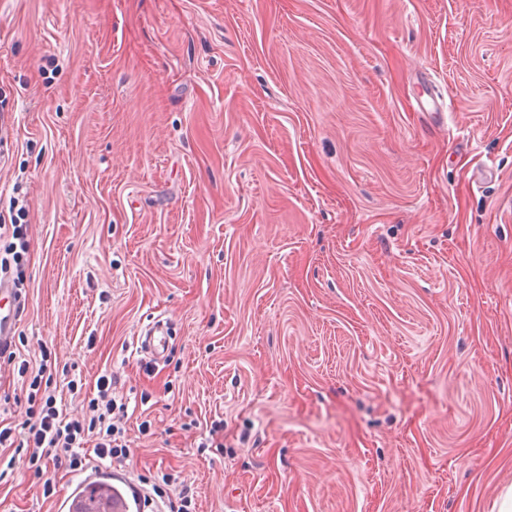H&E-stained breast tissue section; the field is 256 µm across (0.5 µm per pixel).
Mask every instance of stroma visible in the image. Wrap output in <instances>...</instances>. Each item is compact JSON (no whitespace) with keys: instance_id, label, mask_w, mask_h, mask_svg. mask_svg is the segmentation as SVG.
<instances>
[{"instance_id":"1","label":"stroma","mask_w":512,"mask_h":512,"mask_svg":"<svg viewBox=\"0 0 512 512\" xmlns=\"http://www.w3.org/2000/svg\"><path fill=\"white\" fill-rule=\"evenodd\" d=\"M0 99L19 356L115 376L131 477L178 472L195 512H497L512 0H0ZM26 398L0 356L1 425ZM44 477L0 512H53ZM26 216V208L25 206H21L19 209H16V206H13L9 210L8 219L6 216L0 212V230L5 229L9 230L11 233V237L14 240L18 241L17 243H10L11 250L17 249L19 246L21 252L14 251L11 254H13V259L16 262V277H14L15 284L19 283V280H22V271L19 269L20 265L18 263L21 253H24L27 250L28 245V228L25 221ZM10 226V227H9ZM11 229V231H10ZM168 320L161 315L152 317L150 323L138 334V350L150 355L152 360L161 361L170 344Z\"/></svg>"}]
</instances>
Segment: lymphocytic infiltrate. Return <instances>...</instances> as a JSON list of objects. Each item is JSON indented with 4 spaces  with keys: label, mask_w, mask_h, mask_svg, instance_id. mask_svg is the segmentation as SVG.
<instances>
[{
    "label": "lymphocytic infiltrate",
    "mask_w": 512,
    "mask_h": 512,
    "mask_svg": "<svg viewBox=\"0 0 512 512\" xmlns=\"http://www.w3.org/2000/svg\"><path fill=\"white\" fill-rule=\"evenodd\" d=\"M42 359L37 372H30L25 362L17 369L23 384L29 388L28 418L19 431L0 426V466L12 470L22 462L38 475L44 466L51 464L72 474L84 469L94 455L108 461L110 466L124 467L131 450L124 442L123 429L114 424L112 416L126 413L127 406L117 403L111 396L114 377L101 375L97 380L96 397L87 401L85 417L72 418L59 411L55 396L50 392L58 375L57 368L49 364L50 350H43ZM18 444L30 450L25 459L2 456V449ZM143 506L148 512L158 507L163 512H194V493L191 486L175 474L160 471L143 496Z\"/></svg>",
    "instance_id": "1"
}]
</instances>
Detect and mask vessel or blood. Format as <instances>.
I'll return each instance as SVG.
<instances>
[{
  "label": "vessel or blood",
  "mask_w": 512,
  "mask_h": 512,
  "mask_svg": "<svg viewBox=\"0 0 512 512\" xmlns=\"http://www.w3.org/2000/svg\"><path fill=\"white\" fill-rule=\"evenodd\" d=\"M17 291L0 280V350L12 349L17 325ZM166 318L156 316L138 337L139 352L159 361L170 344ZM143 491L122 470L87 465L77 479L57 498L54 512H136Z\"/></svg>",
  "instance_id": "1"
}]
</instances>
